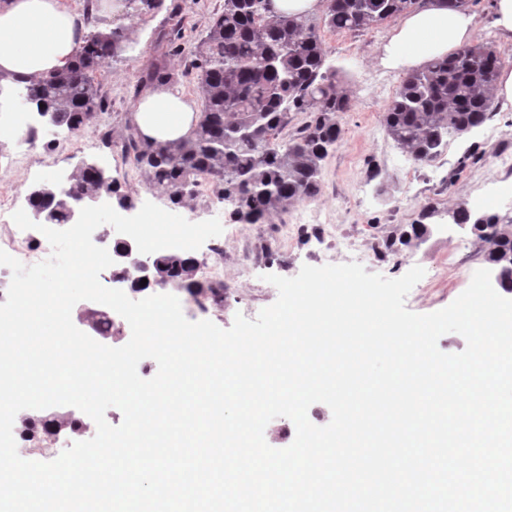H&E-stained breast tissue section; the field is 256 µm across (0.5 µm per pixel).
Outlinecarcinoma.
I'll use <instances>...</instances> for the list:
<instances>
[{
	"label": "carcinoma",
	"instance_id": "1",
	"mask_svg": "<svg viewBox=\"0 0 512 512\" xmlns=\"http://www.w3.org/2000/svg\"><path fill=\"white\" fill-rule=\"evenodd\" d=\"M419 3L331 0L323 21L333 31H361L395 20ZM125 41L120 27L110 37L89 32L70 69L25 86L32 109L52 113L57 128L78 130L94 123L102 106L96 73ZM193 56L203 99L193 137L172 147L147 144L132 133L125 144L145 181L180 205L194 195L198 179L207 178L231 207L232 218L246 224H261L273 211L317 196L323 161L341 140L336 116L351 105L337 88L336 72L326 66L318 26L305 16H274L263 0H224V10L212 17ZM501 64V54L492 48L464 45L407 74L385 110L387 135L415 162L436 161L451 142L490 119ZM172 79L162 62L151 64L144 75L149 84ZM293 112L305 113L307 121L284 139ZM69 186L86 194L101 191L96 173L83 167L72 172ZM27 202L32 209L54 211V223H69L57 200L43 195ZM452 213L454 223L469 225L484 244L485 262L512 266L511 219L485 211L486 223L475 224L463 204ZM435 214L423 211L400 242L426 235V221ZM196 270L197 260L177 251L154 257L156 279L176 282L198 304L210 300L224 306V286L198 281ZM20 428L46 441L63 432L83 435L78 420L64 415L26 413Z\"/></svg>",
	"mask_w": 512,
	"mask_h": 512
}]
</instances>
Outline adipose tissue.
I'll list each match as a JSON object with an SVG mask.
<instances>
[{
	"mask_svg": "<svg viewBox=\"0 0 512 512\" xmlns=\"http://www.w3.org/2000/svg\"><path fill=\"white\" fill-rule=\"evenodd\" d=\"M473 14L427 0L402 19L384 46L393 68H414L472 41ZM83 16L64 0H0V80L33 82L64 71L77 58L85 34ZM201 114L181 93L160 86L143 97L129 119L144 140L176 145L189 139Z\"/></svg>",
	"mask_w": 512,
	"mask_h": 512,
	"instance_id": "ef3b65f1",
	"label": "adipose tissue"
}]
</instances>
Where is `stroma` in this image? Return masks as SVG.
<instances>
[{
	"label": "stroma",
	"mask_w": 512,
	"mask_h": 512,
	"mask_svg": "<svg viewBox=\"0 0 512 512\" xmlns=\"http://www.w3.org/2000/svg\"><path fill=\"white\" fill-rule=\"evenodd\" d=\"M69 7L91 14L95 30L122 27L129 31L126 51L108 60L96 79L103 102L101 124L79 130L56 129L27 135L28 121L12 125L10 137L0 139V156L14 157L11 169H0V182L13 184L20 194H28L34 183H50L68 178L81 162L92 161L119 179L122 191L132 200L133 210L145 202L163 209L173 208L165 195L153 189L139 175L124 143L132 127L127 117L144 95L141 77L158 58L166 59L173 74L171 88L186 98L201 102L197 73L191 65L196 45L206 35L212 17L223 11L224 0H161L158 7L128 17L123 0L114 11H106L105 0H66ZM494 0H468L466 9L476 17L474 43L499 49L504 66L512 68V45H502L491 25ZM393 22L362 31H332L321 28L327 50L326 64L336 69L338 84L351 96L349 111L338 113L342 139L323 163L320 191L311 200L272 213L265 223L233 221L231 209L215 189L195 193L177 208L192 222L211 218L232 226L224 236V248L217 257L220 281L224 286V308H189L187 318L219 321L230 328L235 315L255 319L278 298L270 274L291 278L303 265L322 266L328 259L319 241L297 238L288 249H279V231L286 224L320 218L334 226L337 235L354 239L364 249L384 246L389 237L408 230L420 212L436 208L429 235L418 244L398 246L386 253L382 262L366 265L369 273L398 278L413 266L428 267L438 254H454L459 270L456 287L430 292L415 284L406 297L408 310L427 314L450 305L467 287L471 271L484 268L482 244L469 227L449 223L448 212L457 203L475 207L490 201L492 208L512 215V171L500 168L498 154H512V107H496L493 117L467 136L453 141L435 162H414L385 132L383 115L402 79L404 71L383 63V47ZM179 40L169 41L171 30ZM111 140H104V131ZM378 177H371V170ZM273 246L253 267H245L247 252Z\"/></svg>",
	"instance_id": "stroma-1"
}]
</instances>
